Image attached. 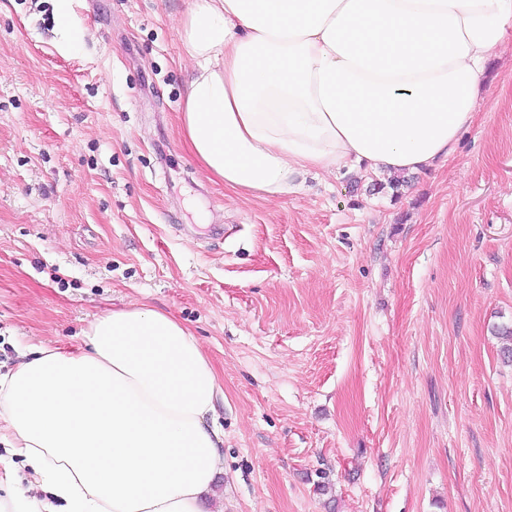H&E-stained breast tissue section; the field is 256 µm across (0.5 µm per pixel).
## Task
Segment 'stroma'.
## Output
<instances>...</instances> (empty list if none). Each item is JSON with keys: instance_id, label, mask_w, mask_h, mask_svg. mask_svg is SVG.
<instances>
[{"instance_id": "1", "label": "stroma", "mask_w": 512, "mask_h": 512, "mask_svg": "<svg viewBox=\"0 0 512 512\" xmlns=\"http://www.w3.org/2000/svg\"><path fill=\"white\" fill-rule=\"evenodd\" d=\"M191 3L0 0V374L146 305L218 377L209 512H512V45L410 186L304 171L265 201L179 129Z\"/></svg>"}]
</instances>
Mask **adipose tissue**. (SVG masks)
Here are the masks:
<instances>
[{
	"label": "adipose tissue",
	"mask_w": 512,
	"mask_h": 512,
	"mask_svg": "<svg viewBox=\"0 0 512 512\" xmlns=\"http://www.w3.org/2000/svg\"><path fill=\"white\" fill-rule=\"evenodd\" d=\"M178 121L211 179L274 200L292 177L399 176L445 161L512 0H193ZM86 350L39 346L0 374V512H203L224 472L217 376L169 314L122 307Z\"/></svg>",
	"instance_id": "obj_1"
}]
</instances>
